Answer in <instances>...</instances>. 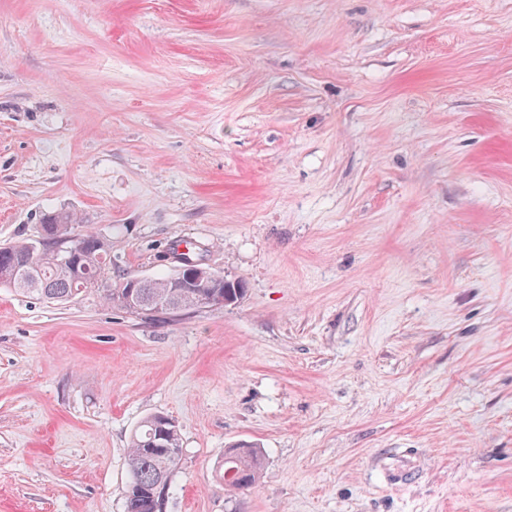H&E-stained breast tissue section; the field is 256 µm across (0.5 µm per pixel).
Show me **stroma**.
<instances>
[{
	"label": "stroma",
	"instance_id": "stroma-1",
	"mask_svg": "<svg viewBox=\"0 0 512 512\" xmlns=\"http://www.w3.org/2000/svg\"><path fill=\"white\" fill-rule=\"evenodd\" d=\"M50 211L245 294L0 288V512H125L154 413L166 512H512V0H0V244ZM181 453L180 427L172 418L155 414L142 422L128 444V481L123 490L125 512H165L172 477ZM166 488L168 494L162 499V492L165 493ZM142 492L156 493L157 496L146 504ZM232 459L226 463V459ZM264 465V455L255 444H239L233 448L224 450V472H220V478L224 480V486L234 490H247L256 481L257 476ZM232 466L235 469L230 481L225 478L226 468Z\"/></svg>",
	"mask_w": 512,
	"mask_h": 512
}]
</instances>
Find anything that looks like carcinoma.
<instances>
[{
	"mask_svg": "<svg viewBox=\"0 0 512 512\" xmlns=\"http://www.w3.org/2000/svg\"><path fill=\"white\" fill-rule=\"evenodd\" d=\"M77 217L59 211L44 215L38 235L8 245L0 251V288H11L51 303H67L83 293L96 292L107 303L126 313L148 318L158 302L165 313L178 314L199 308V296L213 292L233 303L244 288L224 280V273L198 266L192 270L144 279L137 288L129 278L114 283L107 276L110 244L94 232H72ZM195 281L193 288L179 283ZM138 295L139 304L129 303L128 294ZM182 453L181 431L171 418L155 414L148 417L131 435L126 455L128 481L123 490L126 512H164L162 492L171 488L172 477ZM232 459L234 476L224 486L247 490L264 465V455L254 444H239L224 451Z\"/></svg>",
	"mask_w": 512,
	"mask_h": 512,
	"instance_id": "carcinoma-1",
	"label": "carcinoma"
}]
</instances>
